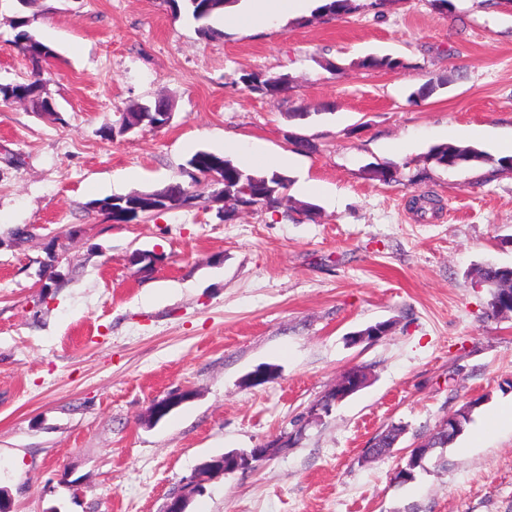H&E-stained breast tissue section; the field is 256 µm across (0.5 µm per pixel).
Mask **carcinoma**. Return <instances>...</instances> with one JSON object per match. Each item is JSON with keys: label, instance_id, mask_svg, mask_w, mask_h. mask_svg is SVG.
<instances>
[{"label": "carcinoma", "instance_id": "1", "mask_svg": "<svg viewBox=\"0 0 512 512\" xmlns=\"http://www.w3.org/2000/svg\"><path fill=\"white\" fill-rule=\"evenodd\" d=\"M175 11L184 12L198 24V31L206 38L222 36V32L213 28L211 19L224 12L230 0H171ZM357 9L355 0H323L316 9L315 15L320 17H336L346 15ZM29 20L19 17L13 21L16 33L10 46L22 55L29 63V79L24 83L0 84V100L15 98L26 101L35 112L53 113L55 104L46 88L43 79L44 64L54 57V50L38 40L26 30ZM361 65L371 68L395 69L404 66L401 59L391 55H370L361 60ZM284 76H268L251 73L243 76L241 81L253 91L268 96H276L285 82ZM430 158L445 169L455 168L462 164H477L483 161L484 154L466 145L442 144L430 150ZM194 171H208L215 166H224V213L230 218L234 213L251 202H259L263 207L278 208L281 205L283 191L288 186V177L277 172H255L234 164L231 160L212 152L200 150L187 161ZM469 275L482 283L489 292L487 317L496 319L508 313L512 314V267L485 263L472 267ZM480 404L474 400L452 413L456 425L451 428H440L429 436L430 450L446 448L465 429L471 421L473 410ZM405 429L401 424L386 426L369 442L366 451L376 448H388V439L392 432Z\"/></svg>", "mask_w": 512, "mask_h": 512}]
</instances>
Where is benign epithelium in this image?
<instances>
[{"mask_svg": "<svg viewBox=\"0 0 512 512\" xmlns=\"http://www.w3.org/2000/svg\"><path fill=\"white\" fill-rule=\"evenodd\" d=\"M156 262V257L145 251H135L128 257L129 265L137 268L139 273L151 271ZM366 383L367 378L359 371L341 377L336 383L337 400L341 401L356 393ZM189 398L190 395L183 392L156 401L150 409V417L157 421ZM283 447L284 444L282 443H270L262 448H253L249 451H231L205 462L198 471L183 482L182 490L171 494L167 498L164 512H188L192 497L202 491V476H224L239 470L251 469L258 463L275 455Z\"/></svg>", "mask_w": 512, "mask_h": 512, "instance_id": "7a95c632", "label": "benign epithelium"}]
</instances>
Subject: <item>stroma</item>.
Listing matches in <instances>:
<instances>
[{
    "label": "stroma",
    "instance_id": "stroma-1",
    "mask_svg": "<svg viewBox=\"0 0 512 512\" xmlns=\"http://www.w3.org/2000/svg\"><path fill=\"white\" fill-rule=\"evenodd\" d=\"M451 3L287 11L268 27L218 15L222 35L206 39L169 0H0V84L29 76L8 45L15 17L56 53V115L0 103V487L13 512H162L203 462L294 432L256 468L207 481L190 512H512V424L485 427L512 403V314L488 318L469 276L512 265V171L496 170L512 137V0ZM371 54L404 65L360 67ZM254 72L288 75L287 90L251 91ZM160 97L170 125L107 136ZM227 138L289 154L288 215L224 217L204 182L188 206L128 223L95 208L185 179L195 152L223 154ZM455 138L485 162L437 166L430 149ZM372 165L394 180L369 179ZM424 193L437 205L420 215L410 200ZM137 250L155 254L151 272L128 266ZM355 366L367 386L298 429ZM473 400L464 432L398 482L409 446ZM393 423L402 443L364 461Z\"/></svg>",
    "mask_w": 512,
    "mask_h": 512
}]
</instances>
